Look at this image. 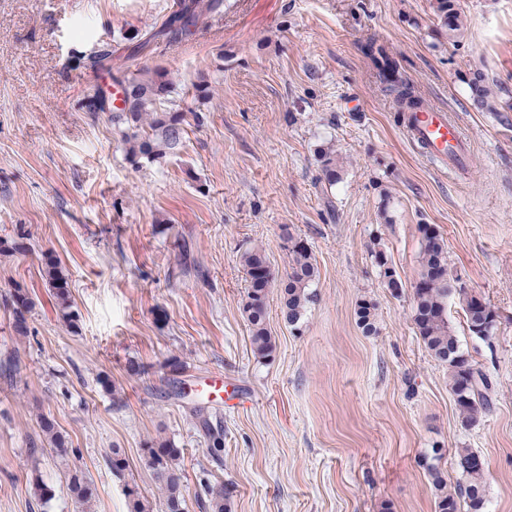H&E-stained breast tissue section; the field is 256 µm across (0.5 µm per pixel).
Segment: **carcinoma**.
I'll list each match as a JSON object with an SVG mask.
<instances>
[{"mask_svg": "<svg viewBox=\"0 0 512 512\" xmlns=\"http://www.w3.org/2000/svg\"><path fill=\"white\" fill-rule=\"evenodd\" d=\"M176 10L172 11L160 28L139 39L138 50L149 48L158 40L173 42L182 40L194 33L205 20L224 13L229 7L228 0H175ZM432 8L439 29L452 43L462 42L468 35L466 19L461 12L458 0H432ZM367 56L378 70V77L384 88L395 94L400 115H405L422 105L411 87L402 79L396 62L375 43L367 45ZM91 68L105 66L112 60V48L103 45L88 55L81 56ZM472 105L481 111L497 112L498 93L486 76L475 71L468 78ZM124 90L131 97L128 109L111 112V122L123 129L128 145L127 157L130 162L139 164L145 160L157 162L182 144L186 129L185 117L180 105L174 99L177 90L164 69L141 70L127 80ZM322 180L336 184L341 176V165L336 151L326 146L317 152ZM421 249L419 269L412 285L413 321L418 335L431 356L448 369V386L453 395L455 408L464 423L476 421L484 408L486 397L481 387L488 386L487 377L473 367L461 349L457 336L448 321V299L456 297L463 305L469 332L481 339L489 338L484 327L489 323L490 314L474 309L477 297L448 280V245L440 232L431 224L420 227ZM289 269L281 286L282 319L291 327H298L308 305L313 302L312 285L319 276L316 261L307 244L293 236H288ZM379 274L386 286L396 284L397 272L382 249H371ZM240 263L247 275L248 288L243 304V313L250 325V339L253 352L261 359L273 356L275 341L267 329V302L275 276L265 251L259 247L245 249L240 255ZM44 276L53 291V296L63 318L74 324L76 316L70 311V289L66 275L59 262L50 254L44 259ZM15 331L20 336L29 333L27 315L32 302L21 289H14ZM357 324L364 333L376 331V313L373 303L362 300L357 305ZM40 427L54 449L67 453L64 437L57 430L52 419H41ZM149 466L153 469L155 481L165 498L166 512H184L182 475L177 467L181 449L163 438H153L144 444ZM478 456L470 448L455 450V462L466 482L454 490L446 489V483L438 467L427 465L438 491L435 512H482L484 507L486 469L469 465V460ZM69 489L76 498L90 502L95 494L93 484L78 473L69 476ZM209 496L206 508L209 512H229L224 500L229 492L224 485L206 486Z\"/></svg>", "mask_w": 512, "mask_h": 512, "instance_id": "obj_1", "label": "carcinoma"}]
</instances>
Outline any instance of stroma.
Segmentation results:
<instances>
[{
    "instance_id": "obj_1",
    "label": "stroma",
    "mask_w": 512,
    "mask_h": 512,
    "mask_svg": "<svg viewBox=\"0 0 512 512\" xmlns=\"http://www.w3.org/2000/svg\"><path fill=\"white\" fill-rule=\"evenodd\" d=\"M172 2L0 0V238L25 244L0 256V512H130L129 484L164 512L143 457L154 437L181 450L186 512H204L209 483L230 490V512H435L425 463L438 459L456 486L459 448L487 462L484 512H512V110H476L466 85L478 70L512 96V0H459L468 36L457 45L437 32L431 0H229L189 38L131 55L132 37ZM372 40L424 104L458 120L468 171L410 143L364 54ZM104 41L111 68L85 70L79 56ZM146 68L174 80L186 134L162 160L134 165L109 113L81 100ZM203 79L212 94L200 103L191 89ZM328 142L343 166L332 186L315 156ZM422 224L499 314L480 339L448 301L462 350L491 380V404L469 425L413 323ZM292 235L317 261L316 297L296 330L272 288L277 350L262 361L240 254L262 246L284 278ZM375 245L407 286L400 296ZM48 254L69 278L75 324L43 276ZM17 288L33 302L25 337L13 330ZM363 299L377 309L371 335L357 325ZM132 359L143 373H128ZM211 373L234 385L226 403L190 393ZM44 416L69 453L47 447ZM209 424L224 431L217 458ZM115 448L129 463L121 476ZM73 467L97 489L90 506L69 492ZM370 252L371 257L373 258L374 263L379 270V274L383 279L384 285H394V288L398 289V291L394 292L393 294L395 296H399L402 293L403 288H405V286L401 278L397 275V272L391 262V259L382 249L376 250L375 248H372ZM394 278H397L400 281V286L397 285Z\"/></svg>"
}]
</instances>
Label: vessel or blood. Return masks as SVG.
<instances>
[{"instance_id":"1","label":"vessel or blood","mask_w":512,"mask_h":512,"mask_svg":"<svg viewBox=\"0 0 512 512\" xmlns=\"http://www.w3.org/2000/svg\"><path fill=\"white\" fill-rule=\"evenodd\" d=\"M411 142L422 153L452 171L467 169L471 161L468 141L459 123L446 112L421 106L406 123Z\"/></svg>"}]
</instances>
